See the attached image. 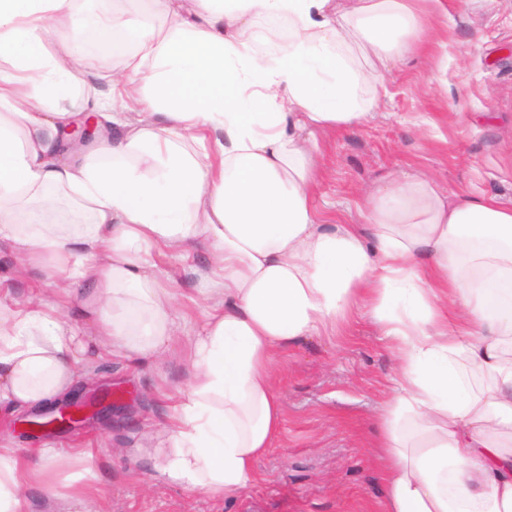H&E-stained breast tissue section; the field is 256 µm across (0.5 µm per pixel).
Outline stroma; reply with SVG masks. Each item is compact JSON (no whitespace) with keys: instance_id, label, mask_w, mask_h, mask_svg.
Returning a JSON list of instances; mask_svg holds the SVG:
<instances>
[{"instance_id":"obj_1","label":"stroma","mask_w":512,"mask_h":512,"mask_svg":"<svg viewBox=\"0 0 512 512\" xmlns=\"http://www.w3.org/2000/svg\"><path fill=\"white\" fill-rule=\"evenodd\" d=\"M377 93L372 118L324 142L325 171L313 196L319 222L352 223L367 192L403 173L426 175L454 199L512 206V0H443L428 51L396 60ZM207 259L201 240L182 258L147 256L174 273L188 299L198 295ZM0 284L21 303L50 288L43 268L18 272L6 248ZM393 370L389 344L367 316L288 348L276 371L282 429L255 463L258 480L225 501L160 482L145 453L161 441L144 431L164 424L167 394L186 378L177 356L88 366L89 379L112 388L119 407L112 424L94 420L29 438L17 414L1 412L0 438L22 449H84L101 512H380L378 410Z\"/></svg>"}]
</instances>
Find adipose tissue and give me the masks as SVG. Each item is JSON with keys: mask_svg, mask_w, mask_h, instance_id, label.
<instances>
[{"mask_svg": "<svg viewBox=\"0 0 512 512\" xmlns=\"http://www.w3.org/2000/svg\"><path fill=\"white\" fill-rule=\"evenodd\" d=\"M139 3L138 21L120 0H0V244L84 285L0 302V408L51 406L84 365L163 360L183 339L155 476L225 500L281 429L277 355L364 306L396 361L381 512H512V207L412 174L368 193L355 225L312 206L319 135L377 105L358 55L420 49L442 0ZM95 56L122 67L87 81ZM85 112L102 132L75 148ZM199 239L219 285L188 335L144 256ZM78 457L0 443V512H33L30 481Z\"/></svg>", "mask_w": 512, "mask_h": 512, "instance_id": "obj_1", "label": "adipose tissue"}]
</instances>
